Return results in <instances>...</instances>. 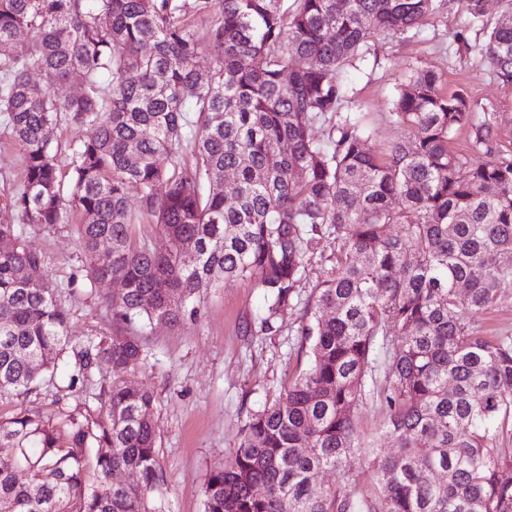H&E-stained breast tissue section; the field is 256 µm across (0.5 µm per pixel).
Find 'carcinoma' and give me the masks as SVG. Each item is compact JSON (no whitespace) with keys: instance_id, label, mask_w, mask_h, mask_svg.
Returning a JSON list of instances; mask_svg holds the SVG:
<instances>
[{"instance_id":"obj_1","label":"carcinoma","mask_w":512,"mask_h":512,"mask_svg":"<svg viewBox=\"0 0 512 512\" xmlns=\"http://www.w3.org/2000/svg\"><path fill=\"white\" fill-rule=\"evenodd\" d=\"M434 2L0 0V112L24 160L0 216L13 241L0 251V397L60 369L72 389L102 362L138 368L146 327L194 317L207 290L228 282L255 280L271 330L330 237L336 268L300 330L307 368L210 470L204 512H512V481L500 476L512 468V336L467 318L512 299V157L475 166L450 151L463 128L485 146L491 126L467 94L441 92L435 69L413 70L398 90L391 117L410 135L380 155L367 148L365 116L339 112L345 67L380 32H418ZM467 12L484 39L466 51L512 85V24L488 20L484 0H467ZM190 13L206 18L203 34L184 23ZM20 42L24 57L10 52ZM73 82L81 97L51 93ZM63 123L82 131L67 186L46 137ZM72 212L87 279L122 283L104 297L112 330L79 342L24 237V226L66 224ZM140 218L168 239L166 252L134 244ZM103 241L112 265L101 269ZM492 254L499 264L473 275ZM370 398L387 420L366 439L352 413ZM97 399L105 419L0 420V446L15 450L0 462V512H160L150 507L167 483L152 391L104 384ZM388 438L396 448L386 453ZM361 448L374 479L362 494L345 470ZM119 470L138 481L112 483ZM324 470L336 471V488L314 482Z\"/></svg>"}]
</instances>
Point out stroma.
<instances>
[{
  "label": "stroma",
  "instance_id": "35a3bbf8",
  "mask_svg": "<svg viewBox=\"0 0 512 512\" xmlns=\"http://www.w3.org/2000/svg\"><path fill=\"white\" fill-rule=\"evenodd\" d=\"M465 0H435L419 34H380L371 39L362 60L348 70L344 111L368 114L370 148L382 152L405 137L390 118L392 99L414 68L442 72L446 93L465 90L478 108L489 113L494 150L512 154V86L498 83L479 57L461 50L456 39L466 30ZM23 180L22 153L0 114V211L7 208ZM30 244L42 253L57 300L68 313V334L84 340L108 331L110 316L103 304L113 286H91L83 270L84 256L74 225L27 231ZM336 246L321 242L308 261L301 302L281 311L274 332L255 326L264 301L254 282L238 281L211 289L195 318L147 329L149 358L141 368L113 371L99 364L85 387L67 389L41 382L30 393L0 397V418L24 411L57 419L73 410L104 415L96 393L100 384H140L155 397L160 461L167 485L162 512H204L201 487L210 468L224 463L237 448L249 417L282 397L289 382L306 366L298 329L315 286L329 278Z\"/></svg>",
  "mask_w": 512,
  "mask_h": 512
}]
</instances>
